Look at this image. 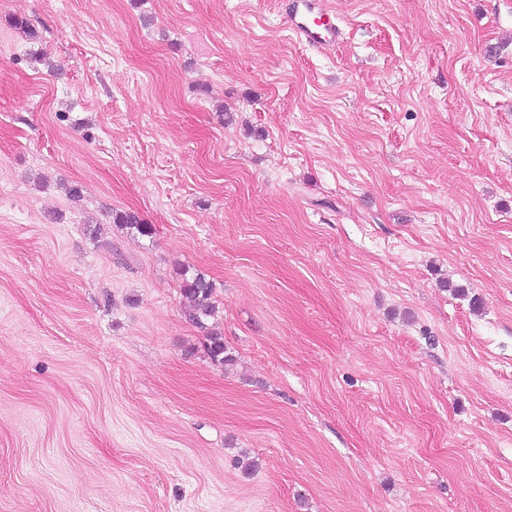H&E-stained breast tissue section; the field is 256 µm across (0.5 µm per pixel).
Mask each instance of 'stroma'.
Here are the masks:
<instances>
[{
    "label": "stroma",
    "mask_w": 512,
    "mask_h": 512,
    "mask_svg": "<svg viewBox=\"0 0 512 512\" xmlns=\"http://www.w3.org/2000/svg\"><path fill=\"white\" fill-rule=\"evenodd\" d=\"M324 2L0 0V512H512V0ZM323 0H289L288 27L295 39L322 50H332L342 40L339 24L330 18ZM180 291L189 302V310L186 311L189 320L200 328H206L205 320L213 317L216 312L213 282L203 274L196 273L184 279ZM206 349L211 360L222 366L232 365L235 361L232 355L227 352V348L224 345V338L218 333L210 332L206 336Z\"/></svg>",
    "instance_id": "obj_1"
}]
</instances>
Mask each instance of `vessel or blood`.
<instances>
[{
    "instance_id": "vessel-or-blood-1",
    "label": "vessel or blood",
    "mask_w": 512,
    "mask_h": 512,
    "mask_svg": "<svg viewBox=\"0 0 512 512\" xmlns=\"http://www.w3.org/2000/svg\"><path fill=\"white\" fill-rule=\"evenodd\" d=\"M322 2L323 0H288V27L298 41L330 50L341 41L342 30L330 18Z\"/></svg>"
}]
</instances>
